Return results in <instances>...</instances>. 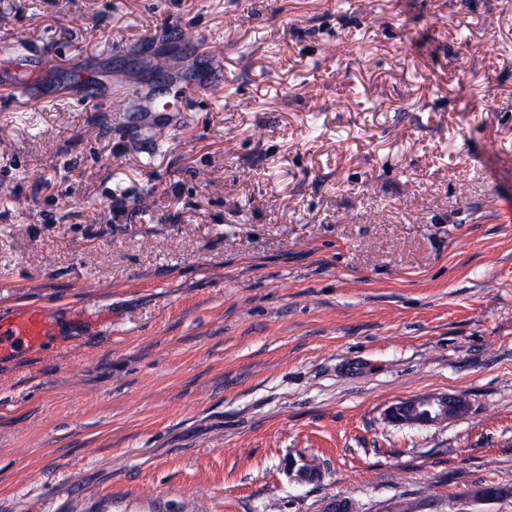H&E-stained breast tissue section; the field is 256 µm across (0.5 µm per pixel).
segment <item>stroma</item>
I'll list each match as a JSON object with an SVG mask.
<instances>
[{
    "label": "stroma",
    "instance_id": "35a3bbf8",
    "mask_svg": "<svg viewBox=\"0 0 512 512\" xmlns=\"http://www.w3.org/2000/svg\"><path fill=\"white\" fill-rule=\"evenodd\" d=\"M25 307L0 512H512V0H0ZM433 393L468 412L388 420ZM52 316L42 310H22L0 319V358L40 349L51 334Z\"/></svg>",
    "mask_w": 512,
    "mask_h": 512
}]
</instances>
